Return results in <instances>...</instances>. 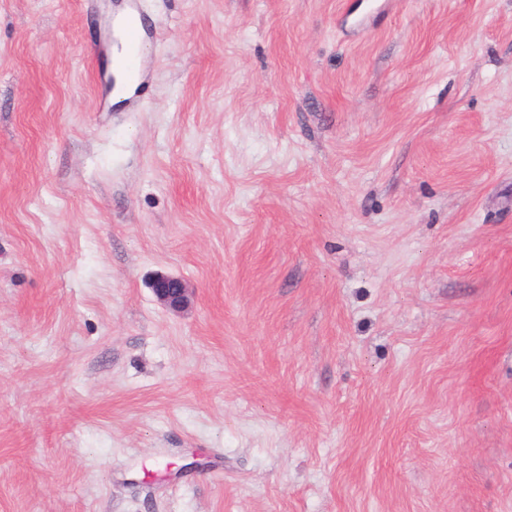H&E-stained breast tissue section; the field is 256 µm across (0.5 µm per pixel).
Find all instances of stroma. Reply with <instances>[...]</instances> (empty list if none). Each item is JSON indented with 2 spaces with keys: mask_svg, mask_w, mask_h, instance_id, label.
I'll return each instance as SVG.
<instances>
[{
  "mask_svg": "<svg viewBox=\"0 0 512 512\" xmlns=\"http://www.w3.org/2000/svg\"><path fill=\"white\" fill-rule=\"evenodd\" d=\"M0 512H512V0H0ZM151 289L157 302L170 311L179 313L190 304L192 291L181 278L158 274L151 283Z\"/></svg>",
  "mask_w": 512,
  "mask_h": 512,
  "instance_id": "35a3bbf8",
  "label": "stroma"
}]
</instances>
